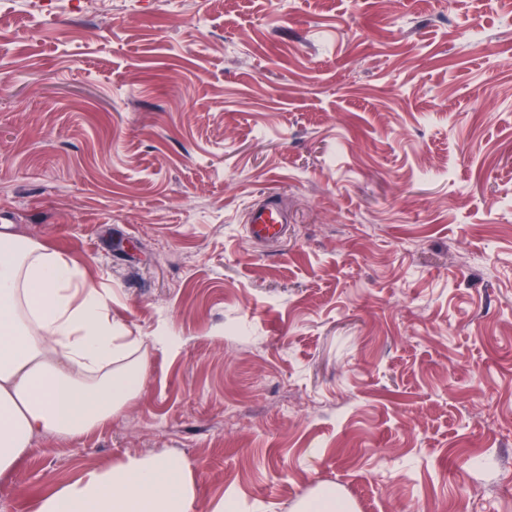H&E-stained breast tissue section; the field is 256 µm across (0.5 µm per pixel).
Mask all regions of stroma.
I'll use <instances>...</instances> for the list:
<instances>
[{"label":"stroma","instance_id":"stroma-1","mask_svg":"<svg viewBox=\"0 0 512 512\" xmlns=\"http://www.w3.org/2000/svg\"><path fill=\"white\" fill-rule=\"evenodd\" d=\"M11 11L0 225L110 293L151 372L88 434L35 436L0 512L135 457L184 466L197 512L320 484L512 512V0ZM269 195L287 237L256 243ZM288 214L275 196H268L249 214L248 232L251 238L269 239L286 232Z\"/></svg>","mask_w":512,"mask_h":512}]
</instances>
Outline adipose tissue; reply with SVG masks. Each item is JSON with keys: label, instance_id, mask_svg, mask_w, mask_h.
Here are the masks:
<instances>
[{"label": "adipose tissue", "instance_id": "obj_1", "mask_svg": "<svg viewBox=\"0 0 512 512\" xmlns=\"http://www.w3.org/2000/svg\"><path fill=\"white\" fill-rule=\"evenodd\" d=\"M109 297L59 253L0 227V474L44 432L88 433L146 384L138 338ZM188 473L170 460L90 471L41 499L39 512H195Z\"/></svg>", "mask_w": 512, "mask_h": 512}]
</instances>
